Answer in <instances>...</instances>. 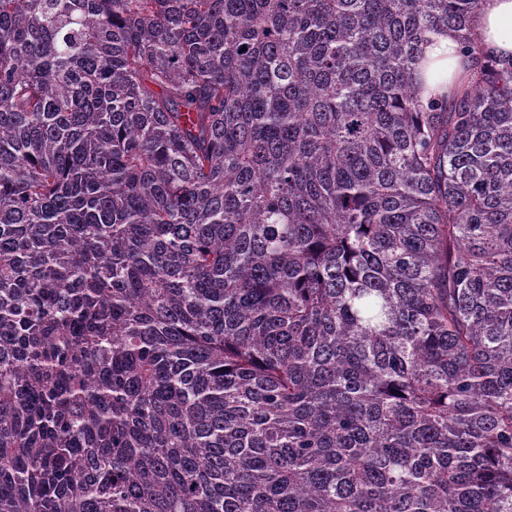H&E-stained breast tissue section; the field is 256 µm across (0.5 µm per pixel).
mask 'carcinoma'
<instances>
[{
  "mask_svg": "<svg viewBox=\"0 0 512 512\" xmlns=\"http://www.w3.org/2000/svg\"><path fill=\"white\" fill-rule=\"evenodd\" d=\"M480 5L0 0V512H512ZM433 43L426 49L428 59L432 60L427 72L428 83L432 84V78L437 73L448 77V63H454L459 49V41L455 32L433 34Z\"/></svg>",
  "mask_w": 512,
  "mask_h": 512,
  "instance_id": "1",
  "label": "carcinoma"
}]
</instances>
